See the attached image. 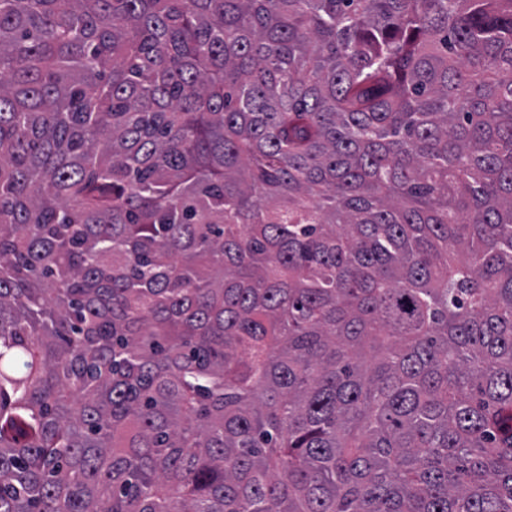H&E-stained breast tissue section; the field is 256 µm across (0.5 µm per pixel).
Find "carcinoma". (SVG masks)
<instances>
[{"label":"carcinoma","mask_w":512,"mask_h":512,"mask_svg":"<svg viewBox=\"0 0 512 512\" xmlns=\"http://www.w3.org/2000/svg\"><path fill=\"white\" fill-rule=\"evenodd\" d=\"M0 512H512V0H0Z\"/></svg>","instance_id":"1"}]
</instances>
